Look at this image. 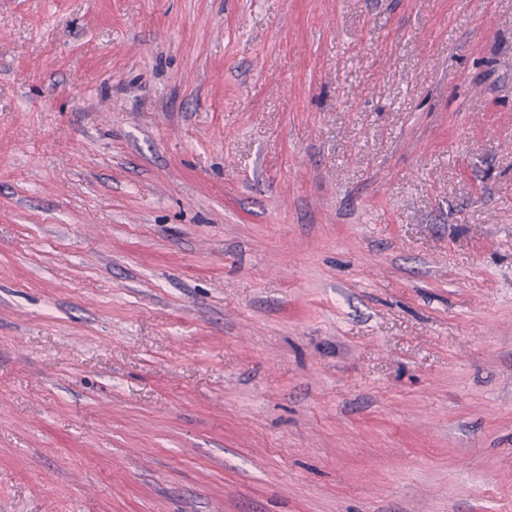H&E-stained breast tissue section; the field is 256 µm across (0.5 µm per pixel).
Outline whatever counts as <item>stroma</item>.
<instances>
[{"instance_id":"35a3bbf8","label":"stroma","mask_w":512,"mask_h":512,"mask_svg":"<svg viewBox=\"0 0 512 512\" xmlns=\"http://www.w3.org/2000/svg\"><path fill=\"white\" fill-rule=\"evenodd\" d=\"M0 512H512V0H0Z\"/></svg>"}]
</instances>
